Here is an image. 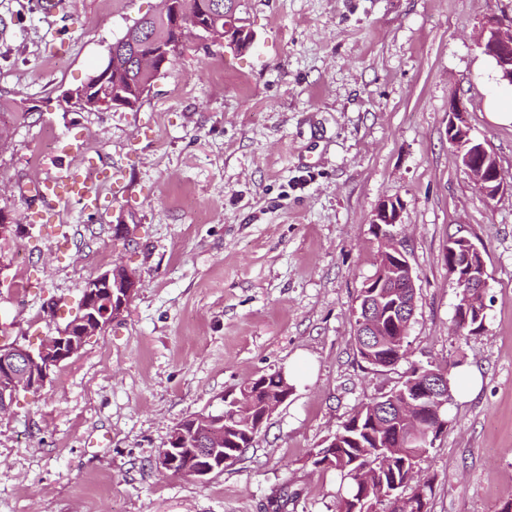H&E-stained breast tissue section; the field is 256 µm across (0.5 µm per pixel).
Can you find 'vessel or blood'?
I'll return each instance as SVG.
<instances>
[{"mask_svg": "<svg viewBox=\"0 0 512 512\" xmlns=\"http://www.w3.org/2000/svg\"><path fill=\"white\" fill-rule=\"evenodd\" d=\"M108 183L113 199L124 196L126 185L117 173L103 174L94 166L76 167L41 181L32 188L34 197L40 202L43 212H52L63 193H70L83 209L96 210L101 206L98 184Z\"/></svg>", "mask_w": 512, "mask_h": 512, "instance_id": "vessel-or-blood-1", "label": "vessel or blood"}]
</instances>
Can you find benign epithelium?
I'll use <instances>...</instances> for the list:
<instances>
[{"label": "benign epithelium", "instance_id": "7a95c632", "mask_svg": "<svg viewBox=\"0 0 512 512\" xmlns=\"http://www.w3.org/2000/svg\"><path fill=\"white\" fill-rule=\"evenodd\" d=\"M247 30L235 24L232 15L224 14V38L233 45L246 40ZM478 48L490 58L499 74V81L512 85V25L505 28L494 17L489 18L483 26L477 40ZM172 54L171 45L161 40L152 41L149 58L159 67H164ZM112 71V57H107L101 66L99 81L86 88V93L93 96L101 106L119 109L124 104L116 98L104 99L98 90L107 86V78ZM467 109L462 100L456 96L448 100V143L459 152L462 166L474 180L480 192L487 200L495 199L503 191L512 190V182L501 178L502 170L494 154L484 143L471 136V128L466 118ZM401 223V204L397 200H382L372 219L373 227L378 233L382 249L386 250L390 261L385 263L382 272L373 276L359 294L360 308L364 317L359 323L364 328L378 332V323L371 317V304L374 289L396 285L404 289L402 317L394 321L399 335L406 336L414 315L416 282L406 252L394 234L392 227ZM448 252L453 257L454 272L459 282L469 284L472 288L485 291L487 287L485 267L477 268L472 262L473 255H481L480 248L469 238H452L448 240ZM137 288L136 273L123 266H115L91 277L85 284L81 305L65 326L53 336H47L36 347L21 348L15 346L7 351L0 350V373L21 382L29 391L42 388L51 379V374L61 363L80 352L76 337L90 336L105 331L114 320L125 311ZM446 378L444 373L435 370L425 373V377L411 381L408 393L415 396L416 409L420 417L437 425L443 423L442 411L446 404L443 400ZM250 395L249 389L241 388V396L224 398L223 409L206 411L201 420L210 422L223 419L224 410L236 409L243 399ZM179 434H173L162 449L156 465L162 472H171L181 477L203 482L217 470L231 464L224 458V446L214 441V435L204 434L201 447L192 449L195 465L180 466Z\"/></svg>", "mask_w": 512, "mask_h": 512}]
</instances>
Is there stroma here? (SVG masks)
I'll list each match as a JSON object with an SVG mask.
<instances>
[{
  "instance_id": "obj_1",
  "label": "stroma",
  "mask_w": 512,
  "mask_h": 512,
  "mask_svg": "<svg viewBox=\"0 0 512 512\" xmlns=\"http://www.w3.org/2000/svg\"><path fill=\"white\" fill-rule=\"evenodd\" d=\"M160 0H63L53 18L0 0V329L39 344L76 308L85 281L135 270L127 312L0 414V512H336V474L310 456L353 410L390 393L410 365L461 362L481 380L451 396L422 464L431 512H498L512 493V191L486 201L448 142V99L512 173V125L486 113L493 66L477 47L512 0H230L255 48L190 38L139 108L67 112L108 49ZM41 152L38 167L29 157ZM101 160L127 192L97 212L72 202L36 224L30 187ZM399 200L416 278L409 358L360 357L353 310L377 269L371 221ZM126 220L129 238L112 227ZM462 234L486 266L477 334L454 327L459 289L446 246ZM306 381L240 458L195 482L161 472L173 427L249 379Z\"/></svg>"
}]
</instances>
